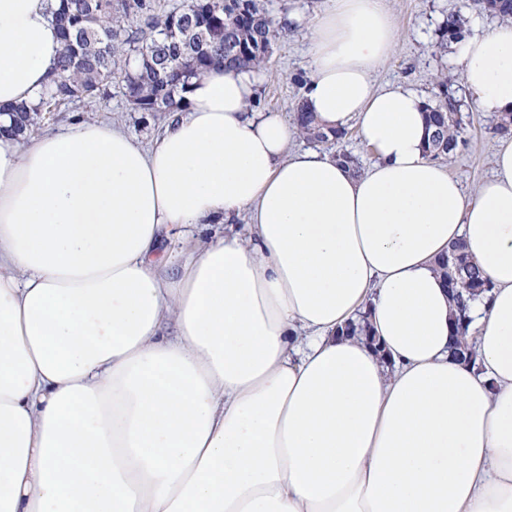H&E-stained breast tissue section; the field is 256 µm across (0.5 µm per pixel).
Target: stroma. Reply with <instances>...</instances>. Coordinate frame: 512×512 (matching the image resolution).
<instances>
[{"label":"stroma","instance_id":"stroma-1","mask_svg":"<svg viewBox=\"0 0 512 512\" xmlns=\"http://www.w3.org/2000/svg\"><path fill=\"white\" fill-rule=\"evenodd\" d=\"M272 15H294L292 28L273 47L262 85L259 106L292 119L293 107L302 97L303 78L308 75L307 61L312 27L323 7V0H260ZM388 10L403 32L393 52L374 74L376 86L402 85L424 98L432 96V79L436 74L457 70L458 62L451 49H438L441 23L448 13L462 12L468 18V32H483L496 21L494 15L476 10L473 0H386ZM468 145L460 150L448 166L451 175L461 180L465 190H473L489 177L493 169L496 136L494 116L476 111L465 104ZM79 122L101 126L121 123L141 143H149L162 129L163 119L144 120L131 111L122 96L121 86L111 88L109 98L84 103L72 112L47 114L42 129H57Z\"/></svg>","mask_w":512,"mask_h":512}]
</instances>
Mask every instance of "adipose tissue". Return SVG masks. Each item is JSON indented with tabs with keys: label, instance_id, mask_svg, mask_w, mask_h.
I'll return each mask as SVG.
<instances>
[{
	"label": "adipose tissue",
	"instance_id": "obj_1",
	"mask_svg": "<svg viewBox=\"0 0 512 512\" xmlns=\"http://www.w3.org/2000/svg\"><path fill=\"white\" fill-rule=\"evenodd\" d=\"M52 2L0 0V512H512V137L465 192L424 99L373 84L385 0H325L305 107L357 126L361 172L292 148L252 107L263 73L221 66L150 147L25 143L7 110L53 76ZM453 52L468 100L512 112V20ZM240 214L248 237L197 242ZM455 244L493 285L471 362L435 265Z\"/></svg>",
	"mask_w": 512,
	"mask_h": 512
}]
</instances>
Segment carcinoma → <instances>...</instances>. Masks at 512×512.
Returning a JSON list of instances; mask_svg holds the SVG:
<instances>
[{
    "label": "carcinoma",
    "instance_id": "cac0c4a2",
    "mask_svg": "<svg viewBox=\"0 0 512 512\" xmlns=\"http://www.w3.org/2000/svg\"><path fill=\"white\" fill-rule=\"evenodd\" d=\"M499 16H512V0H475ZM54 18L63 41L57 77L41 92L35 106L16 108L15 130L29 135L44 114L79 102L109 96L112 83H122L134 112L146 116L176 112L187 103L192 80L209 68H264L282 34L275 19L258 0H186L181 8L157 12L153 0H58ZM467 18L451 12L441 26L440 44L462 38ZM451 75L434 81L426 101L430 135L428 155L448 159L467 145L462 102ZM304 138L325 144L343 133L322 131L303 101L294 107ZM436 266L453 289L457 309L455 354L473 355L467 339L468 303L489 291L480 268L452 247Z\"/></svg>",
    "mask_w": 512,
    "mask_h": 512
}]
</instances>
